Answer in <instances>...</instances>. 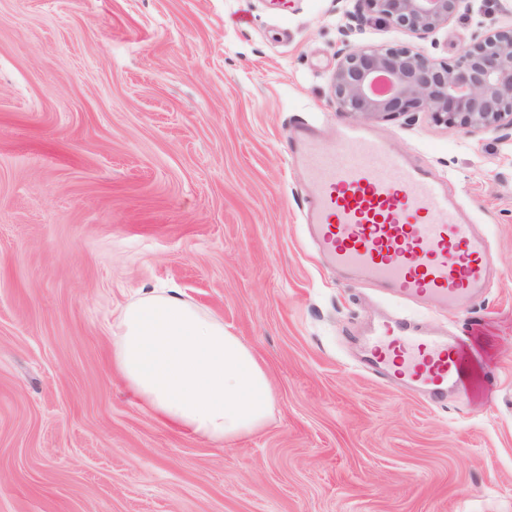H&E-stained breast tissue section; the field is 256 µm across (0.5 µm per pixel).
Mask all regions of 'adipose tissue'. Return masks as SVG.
<instances>
[{
    "label": "adipose tissue",
    "instance_id": "ef3b65f1",
    "mask_svg": "<svg viewBox=\"0 0 512 512\" xmlns=\"http://www.w3.org/2000/svg\"><path fill=\"white\" fill-rule=\"evenodd\" d=\"M112 369L157 420L213 444L258 430L271 414L252 351L177 288L145 292L123 310Z\"/></svg>",
    "mask_w": 512,
    "mask_h": 512
}]
</instances>
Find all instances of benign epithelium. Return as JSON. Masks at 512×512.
Masks as SVG:
<instances>
[{"label":"benign epithelium","mask_w":512,"mask_h":512,"mask_svg":"<svg viewBox=\"0 0 512 512\" xmlns=\"http://www.w3.org/2000/svg\"><path fill=\"white\" fill-rule=\"evenodd\" d=\"M460 6L461 0H355L339 27L329 84L336 111L365 121L425 112L446 128L512 131V26L479 24L451 66L416 46L348 40L371 24L424 40L448 26Z\"/></svg>","instance_id":"1"}]
</instances>
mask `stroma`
<instances>
[{"instance_id":"1","label":"stroma","mask_w":512,"mask_h":512,"mask_svg":"<svg viewBox=\"0 0 512 512\" xmlns=\"http://www.w3.org/2000/svg\"><path fill=\"white\" fill-rule=\"evenodd\" d=\"M343 0H0V512H512V165L424 112L363 127L444 181L496 275L453 309L338 277L306 234L291 132L355 117L329 82ZM496 0L414 41L453 63ZM176 287L256 355L259 431L162 426L112 372L117 314ZM380 315L454 333L446 405L363 362Z\"/></svg>"}]
</instances>
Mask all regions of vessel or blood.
<instances>
[{"mask_svg": "<svg viewBox=\"0 0 512 512\" xmlns=\"http://www.w3.org/2000/svg\"><path fill=\"white\" fill-rule=\"evenodd\" d=\"M292 138L310 179L304 221L328 264L404 300L426 295L448 307L483 294L494 266L488 238L442 181L358 128L339 127L324 146L304 126ZM366 347L377 373L433 403L462 382L456 342L411 323L378 322Z\"/></svg>", "mask_w": 512, "mask_h": 512, "instance_id": "obj_1", "label": "vessel or blood"}]
</instances>
